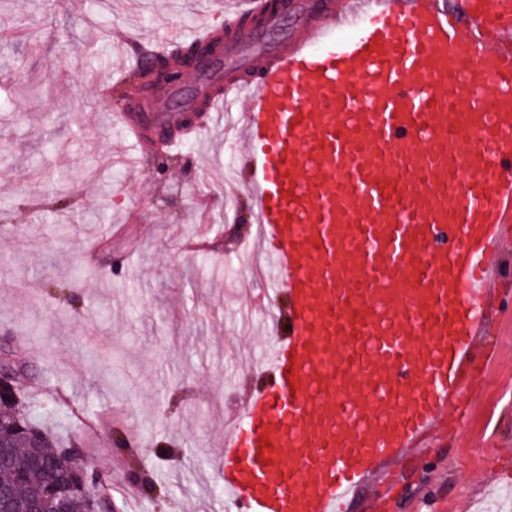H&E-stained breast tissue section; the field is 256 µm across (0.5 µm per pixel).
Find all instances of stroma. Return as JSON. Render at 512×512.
Here are the masks:
<instances>
[{"label":"stroma","instance_id":"obj_1","mask_svg":"<svg viewBox=\"0 0 512 512\" xmlns=\"http://www.w3.org/2000/svg\"><path fill=\"white\" fill-rule=\"evenodd\" d=\"M233 2L0 0V43L22 60L0 66V339L27 364L17 391L70 413L66 434L111 472L117 512H220L206 476L274 339L242 319L265 254L238 246L255 226L244 183L224 178L234 129L143 152L112 127L125 101L99 108L168 33L223 26ZM503 352L346 512H512Z\"/></svg>","mask_w":512,"mask_h":512}]
</instances>
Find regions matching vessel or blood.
<instances>
[{
  "mask_svg": "<svg viewBox=\"0 0 512 512\" xmlns=\"http://www.w3.org/2000/svg\"><path fill=\"white\" fill-rule=\"evenodd\" d=\"M224 49L113 121L243 114L238 178L286 296L224 441L237 512H345L493 362L512 268V0H240ZM500 282L490 290V281Z\"/></svg>",
  "mask_w": 512,
  "mask_h": 512,
  "instance_id": "1",
  "label": "vessel or blood"
}]
</instances>
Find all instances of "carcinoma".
I'll list each match as a JSON object with an SVG mask.
<instances>
[{
    "instance_id": "carcinoma-1",
    "label": "carcinoma",
    "mask_w": 512,
    "mask_h": 512,
    "mask_svg": "<svg viewBox=\"0 0 512 512\" xmlns=\"http://www.w3.org/2000/svg\"><path fill=\"white\" fill-rule=\"evenodd\" d=\"M199 53L193 43L171 46L168 55L154 58L151 65L166 68V62L179 61ZM0 485L15 491L22 500H37L45 512H85L88 491L112 484V475L96 470L84 456L59 459L57 449L68 440L59 432L37 423L21 399L9 395L0 399ZM40 459L34 467H23L20 460Z\"/></svg>"
}]
</instances>
